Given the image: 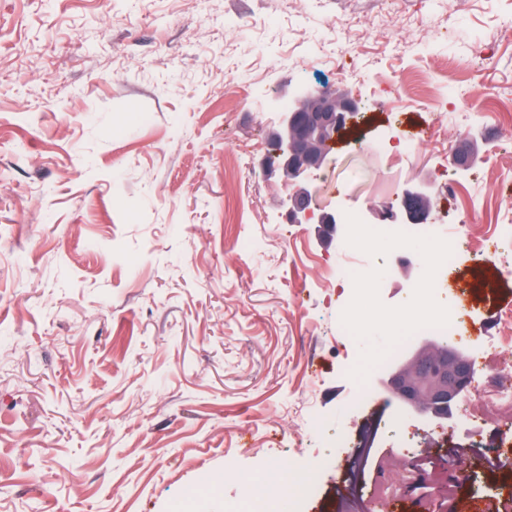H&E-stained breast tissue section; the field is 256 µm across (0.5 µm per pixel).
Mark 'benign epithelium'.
<instances>
[{
    "instance_id": "obj_1",
    "label": "benign epithelium",
    "mask_w": 512,
    "mask_h": 512,
    "mask_svg": "<svg viewBox=\"0 0 512 512\" xmlns=\"http://www.w3.org/2000/svg\"><path fill=\"white\" fill-rule=\"evenodd\" d=\"M359 102L336 92L300 90L280 112L282 133L271 144L270 161L298 190L287 199L288 214L297 224L312 220L332 231L345 232L334 213L315 214L310 183L326 164L324 147L356 124ZM429 186L403 189L404 204L386 203L379 217L388 224L424 223L428 220ZM473 357L443 343L434 351L427 345L408 347L369 382L371 393L383 392L403 411L437 421L450 419L452 404L468 391Z\"/></svg>"
}]
</instances>
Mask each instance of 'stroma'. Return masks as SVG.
Wrapping results in <instances>:
<instances>
[{
	"mask_svg": "<svg viewBox=\"0 0 512 512\" xmlns=\"http://www.w3.org/2000/svg\"><path fill=\"white\" fill-rule=\"evenodd\" d=\"M378 2L0 0V512H172L214 483L205 512H227L309 455L300 512L351 494L388 512L512 505L497 429L464 436L461 406L436 424L383 393L347 404L392 332L342 334L341 257L387 254L390 312L422 276L403 265L421 230L482 234L512 208V0ZM302 86L363 108L313 182L316 212L363 213L342 238L292 222L296 187L268 164ZM423 182L427 225L370 243L376 209ZM445 275L457 347L496 342L482 321L512 312V270L464 258Z\"/></svg>",
	"mask_w": 512,
	"mask_h": 512,
	"instance_id": "obj_1",
	"label": "stroma"
}]
</instances>
